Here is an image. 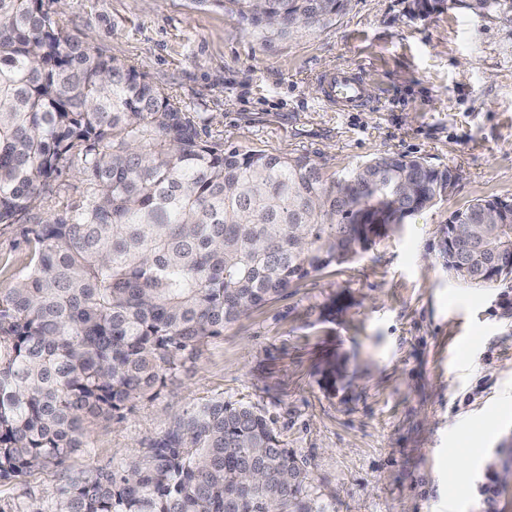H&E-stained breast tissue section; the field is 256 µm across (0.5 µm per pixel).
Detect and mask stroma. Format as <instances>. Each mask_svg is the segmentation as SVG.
<instances>
[{
	"instance_id": "1",
	"label": "stroma",
	"mask_w": 512,
	"mask_h": 512,
	"mask_svg": "<svg viewBox=\"0 0 512 512\" xmlns=\"http://www.w3.org/2000/svg\"><path fill=\"white\" fill-rule=\"evenodd\" d=\"M65 38L136 68L199 119L202 139L307 155L329 179L385 155L456 169L453 193L353 260L301 280L229 324L154 400L90 428L66 469L0 483V512H40L68 478L143 460L152 439L212 398L259 408L303 463L326 512H512V280L452 277L436 235L450 214L512 198V16L411 0H349L330 21L263 39L216 0H44ZM368 80L339 111L321 74ZM86 192L65 170L36 213ZM28 262L0 224V288ZM487 430L477 468L452 462Z\"/></svg>"
}]
</instances>
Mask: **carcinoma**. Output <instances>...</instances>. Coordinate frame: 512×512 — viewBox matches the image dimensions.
Masks as SVG:
<instances>
[{"label":"carcinoma","instance_id":"1","mask_svg":"<svg viewBox=\"0 0 512 512\" xmlns=\"http://www.w3.org/2000/svg\"><path fill=\"white\" fill-rule=\"evenodd\" d=\"M461 2L484 16L512 0ZM265 35L332 19L347 0H220ZM86 195L25 223L66 164ZM455 171L372 159L327 183L306 156L201 138L190 113L127 67L61 36L43 0H0V224L29 264L0 288V481L64 469L87 424L121 421L224 327L448 196ZM457 279H512V199L481 198L438 232ZM48 512H325L255 407L222 398L179 416L145 460L60 489Z\"/></svg>","mask_w":512,"mask_h":512}]
</instances>
